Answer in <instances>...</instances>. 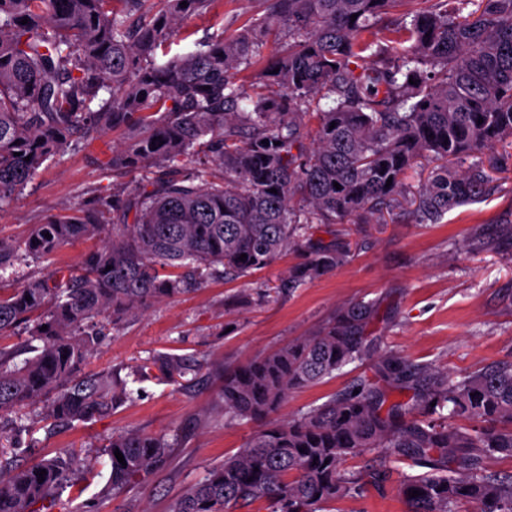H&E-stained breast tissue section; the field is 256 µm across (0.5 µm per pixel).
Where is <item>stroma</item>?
Wrapping results in <instances>:
<instances>
[{"mask_svg":"<svg viewBox=\"0 0 512 512\" xmlns=\"http://www.w3.org/2000/svg\"><path fill=\"white\" fill-rule=\"evenodd\" d=\"M262 0H215L207 14L188 19L190 39L175 40L169 55L195 42L233 35L262 14ZM121 132L68 151L44 166L9 205L0 208V237L22 241L34 225L85 204L100 192H128L133 176L112 177L100 167L109 144ZM493 165L488 192L456 207L438 224H419L411 203H402L393 221L359 216L321 227L319 237L345 239L346 261L290 292L278 285L301 255L289 252L247 277L209 278L203 287L149 307L110 332L90 360L95 372L127 378L132 366L159 353L203 354L207 367L175 385L160 377L141 381V395L112 416L66 426L37 425L35 447L18 461L31 463L70 448L82 452L78 480L50 512H167L169 504L208 467L235 454L250 440L253 424H228L219 397L225 364L242 363L308 335L342 305L373 301L377 319L366 334L376 352H396L409 361L462 379L495 365L512 364V159L485 154ZM76 242L47 261L30 263L0 284L21 287L27 278L58 267H73L89 249ZM375 378L373 362L351 364L323 382L291 392L279 416L296 414L345 390L359 377ZM137 429L166 435L168 464L117 496L102 492L109 464L100 445L112 434ZM375 461L389 472L383 489L368 486L336 501L331 512H410L399 488L409 466L377 450L369 458L347 460L348 470Z\"/></svg>","mask_w":512,"mask_h":512,"instance_id":"1","label":"stroma"}]
</instances>
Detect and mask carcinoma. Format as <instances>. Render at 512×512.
Segmentation results:
<instances>
[{"label":"carcinoma","instance_id":"carcinoma-1","mask_svg":"<svg viewBox=\"0 0 512 512\" xmlns=\"http://www.w3.org/2000/svg\"><path fill=\"white\" fill-rule=\"evenodd\" d=\"M214 2L0 0V208L48 160L114 130L124 140L104 169L138 177L132 193L97 194L35 225L22 246L0 238V273L98 240L76 270L0 292V337L22 327L34 342L20 366L0 346V418L36 403L56 426L111 416L133 392L85 367L127 318L218 273L263 269L291 249L303 260L279 289L299 288L350 253L346 240L314 237L313 225L392 212L405 175L427 158L440 168L419 190L414 217L438 224L487 190L484 152L512 149V0H418L423 7L379 46L364 34L396 0H266L265 14L234 36L157 62L158 50L190 36L182 24ZM271 37L282 44L278 73L260 75L247 92L234 73L257 66ZM193 158L218 164L223 176L205 165L186 171ZM462 160L466 169L453 168ZM377 314L373 302L345 304L309 335L225 368L226 423L262 422L291 391L372 358L387 389L361 377L309 411L262 423L169 512H229L261 500L273 512H326L367 484L383 486L379 468H342L377 448L416 469L402 486L411 512L465 504L512 512V472L488 469L512 458V365L455 381L398 355L376 356L365 330ZM205 364L159 354L133 374L177 382ZM392 392L411 396L391 403ZM453 417L471 425L454 426ZM23 446L34 447L32 426L16 417L0 435V512H41L78 472L74 452L3 464ZM168 448L163 435H112L102 450L104 491L150 475ZM414 490L420 495L409 496Z\"/></svg>","mask_w":512,"mask_h":512}]
</instances>
